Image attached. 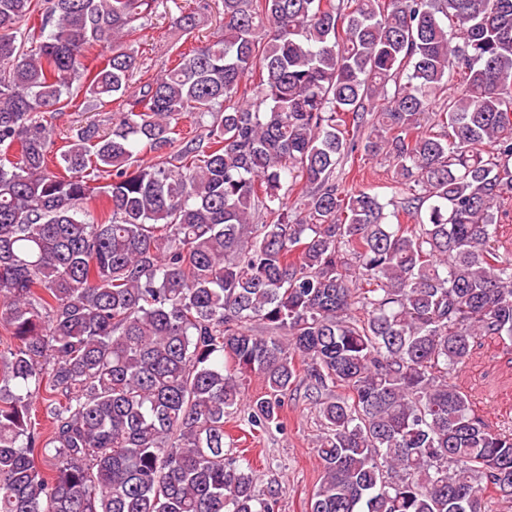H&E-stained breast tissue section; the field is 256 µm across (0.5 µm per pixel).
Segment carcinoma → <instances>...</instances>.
Masks as SVG:
<instances>
[{"label":"carcinoma","mask_w":512,"mask_h":512,"mask_svg":"<svg viewBox=\"0 0 512 512\" xmlns=\"http://www.w3.org/2000/svg\"><path fill=\"white\" fill-rule=\"evenodd\" d=\"M222 4L149 75L154 0H0V512H275L224 423L280 427L297 386L309 512L512 504V418L451 381L477 338L512 343V0ZM80 95L112 130L53 156ZM359 151L398 195L340 185Z\"/></svg>","instance_id":"cac0c4a2"}]
</instances>
